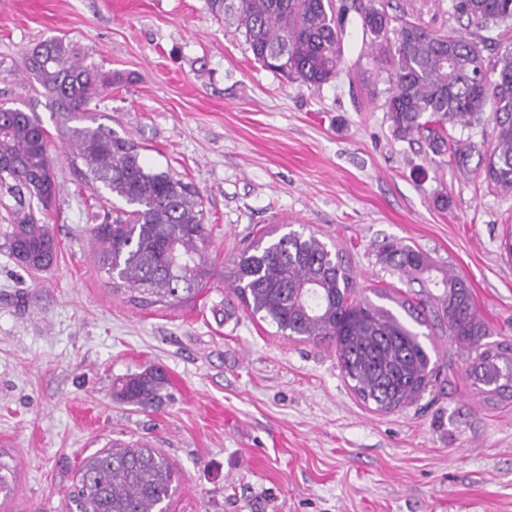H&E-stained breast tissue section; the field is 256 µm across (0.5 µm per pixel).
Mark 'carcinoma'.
<instances>
[{
    "label": "carcinoma",
    "instance_id": "cac0c4a2",
    "mask_svg": "<svg viewBox=\"0 0 512 512\" xmlns=\"http://www.w3.org/2000/svg\"><path fill=\"white\" fill-rule=\"evenodd\" d=\"M209 10L232 22L255 61L304 85L335 78L343 54L345 21L360 15L368 46L388 66L383 107L400 139L425 138L435 156L450 155L465 169L473 154L485 179L512 193V43L487 56L489 38L454 30L435 32L398 11L392 0H207ZM457 18L476 29L512 27V0H451ZM25 69L52 97L68 124L63 136L87 170L119 205L89 234L96 264L112 294L142 308L194 299L213 276L210 229L198 190L171 170L150 167L133 140L86 113L112 84L98 65L85 63L71 41L51 37L25 56ZM495 123L494 142L471 139L448 145L447 125ZM83 121V126H71ZM60 192L47 132L38 116L0 105V224L16 263L49 269L57 243L45 215ZM263 232L242 249L224 274L231 292L254 316L289 337L336 343L354 394L382 413L411 405L430 386V356L404 319L357 288L343 251L313 234L290 230L275 239ZM381 261L421 287V297L395 299L419 325L448 332L465 353L466 373L482 392L512 398V345L491 335L465 280L421 250L386 243ZM441 278L423 275L432 271ZM442 293L431 297L429 287ZM164 369L149 367L114 387L117 400L139 410L160 403ZM9 454L0 449V503L15 492ZM175 464L141 442H112L83 458L67 512H158L177 488Z\"/></svg>",
    "mask_w": 512,
    "mask_h": 512
}]
</instances>
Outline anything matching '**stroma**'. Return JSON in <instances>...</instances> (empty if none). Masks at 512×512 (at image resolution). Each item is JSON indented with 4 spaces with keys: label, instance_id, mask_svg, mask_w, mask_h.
Returning a JSON list of instances; mask_svg holds the SVG:
<instances>
[{
    "label": "stroma",
    "instance_id": "obj_1",
    "mask_svg": "<svg viewBox=\"0 0 512 512\" xmlns=\"http://www.w3.org/2000/svg\"><path fill=\"white\" fill-rule=\"evenodd\" d=\"M396 2L428 29L468 26L450 0ZM50 36L111 74L89 106L97 123L198 189L217 273L193 300L142 309L99 274L89 228L108 205L77 175L52 101L16 69ZM378 72L354 12L339 74L305 86L262 68L206 0H0V104L39 116L60 182L50 271L26 273L0 236L6 512H61L84 457L138 438L180 472L168 512H512V399L480 393L441 330L424 340L433 385L381 413L353 394L332 341L277 332L224 284L243 246L288 224L345 250L358 296L386 307L411 290L378 259L398 241L465 279L492 340L512 344V194L478 163L463 171L396 138ZM151 365L170 379L161 408L113 399L116 378ZM12 461V457L0 448V503H4L11 498L15 492L14 467L7 461Z\"/></svg>",
    "mask_w": 512,
    "mask_h": 512
}]
</instances>
